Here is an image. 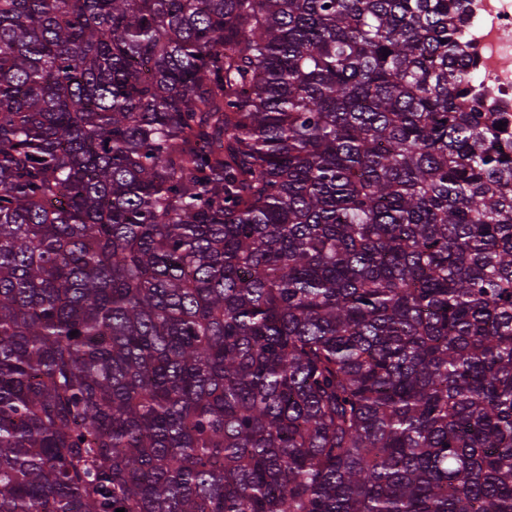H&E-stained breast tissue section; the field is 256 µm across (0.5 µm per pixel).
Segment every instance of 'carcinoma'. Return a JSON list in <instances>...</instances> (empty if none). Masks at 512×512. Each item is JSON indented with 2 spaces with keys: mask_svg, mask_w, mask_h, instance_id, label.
<instances>
[{
  "mask_svg": "<svg viewBox=\"0 0 512 512\" xmlns=\"http://www.w3.org/2000/svg\"><path fill=\"white\" fill-rule=\"evenodd\" d=\"M463 2L0 0V512H512Z\"/></svg>",
  "mask_w": 512,
  "mask_h": 512,
  "instance_id": "carcinoma-1",
  "label": "carcinoma"
}]
</instances>
